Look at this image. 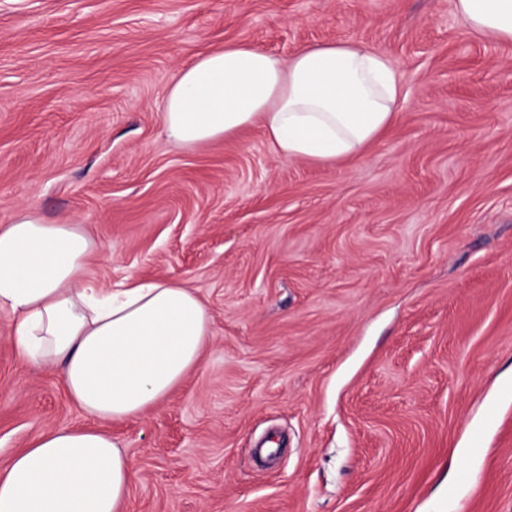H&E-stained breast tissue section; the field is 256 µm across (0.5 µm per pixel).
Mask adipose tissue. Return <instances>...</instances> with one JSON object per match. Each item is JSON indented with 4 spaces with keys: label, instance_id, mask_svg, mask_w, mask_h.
Returning a JSON list of instances; mask_svg holds the SVG:
<instances>
[{
    "label": "adipose tissue",
    "instance_id": "1",
    "mask_svg": "<svg viewBox=\"0 0 512 512\" xmlns=\"http://www.w3.org/2000/svg\"><path fill=\"white\" fill-rule=\"evenodd\" d=\"M469 28L512 43V0H455ZM403 88L392 60L359 41L304 46L280 59L238 43L181 69L162 123L183 148L257 125L276 155L335 164L395 122ZM100 244L83 225L46 223L30 207L0 224V312L21 363L59 368L86 415L123 421L166 400L198 365L209 310L182 281L128 276L109 291L87 277ZM134 479L98 430H47L0 469V512H122Z\"/></svg>",
    "mask_w": 512,
    "mask_h": 512
}]
</instances>
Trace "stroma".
<instances>
[{"instance_id":"stroma-1","label":"stroma","mask_w":512,"mask_h":512,"mask_svg":"<svg viewBox=\"0 0 512 512\" xmlns=\"http://www.w3.org/2000/svg\"><path fill=\"white\" fill-rule=\"evenodd\" d=\"M348 40L405 94L357 159L166 137L200 55ZM29 206L103 245L99 288L188 282L212 336L164 402L103 422L0 312V469L94 428L137 474L126 512H512V43L454 0H0V224Z\"/></svg>"}]
</instances>
